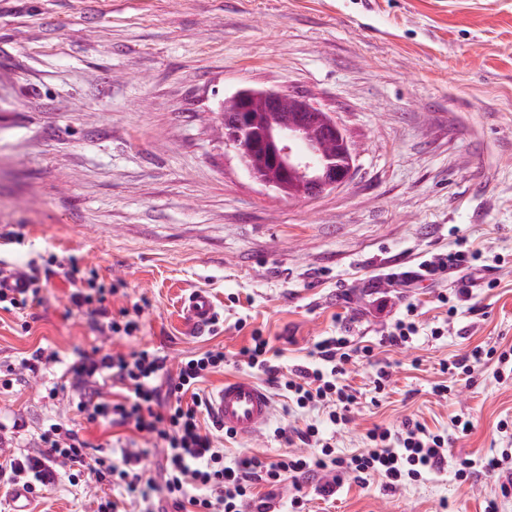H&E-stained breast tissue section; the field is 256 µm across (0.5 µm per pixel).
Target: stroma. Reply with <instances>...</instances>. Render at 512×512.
<instances>
[{
  "label": "stroma",
  "mask_w": 512,
  "mask_h": 512,
  "mask_svg": "<svg viewBox=\"0 0 512 512\" xmlns=\"http://www.w3.org/2000/svg\"><path fill=\"white\" fill-rule=\"evenodd\" d=\"M242 87L308 97L335 115L358 151L345 188L315 199H272L213 123ZM505 258L497 288L471 276L470 301L448 317L437 301L453 279L404 287L394 274L452 249L458 236ZM118 286L112 314L140 306V328L107 337L101 317L68 312L64 265ZM0 261L49 269L28 319L0 309V370L37 347L57 363L0 385V435L36 452L51 424L82 426L92 445L135 437L87 423L70 399L82 351L162 349L182 358L219 348L223 372L247 377L239 350L260 330L281 366L310 363L315 342L347 335L373 346L350 368L357 404L331 434L337 455L367 448L374 425L408 417L451 433L448 469L388 489L344 479L333 501L306 512H483L498 480L458 484L453 468L512 446V380L485 366L441 399L440 364L480 345H512V0H0ZM209 293L217 322L188 335L181 304ZM417 304L409 348L380 346L402 308ZM392 382L376 398V364ZM57 397H49L50 388ZM271 418L252 438L224 441L226 458L286 453L278 428L325 425L271 390ZM108 484L67 474L33 512H96Z\"/></svg>",
  "instance_id": "stroma-1"
}]
</instances>
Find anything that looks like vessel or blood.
Wrapping results in <instances>:
<instances>
[{
	"instance_id": "vessel-or-blood-1",
	"label": "vessel or blood",
	"mask_w": 512,
	"mask_h": 512,
	"mask_svg": "<svg viewBox=\"0 0 512 512\" xmlns=\"http://www.w3.org/2000/svg\"><path fill=\"white\" fill-rule=\"evenodd\" d=\"M185 320L191 330L204 331L212 322L214 307L207 292L197 290L184 301ZM211 419L235 435L249 438L271 415V397L252 379H228L207 399Z\"/></svg>"
}]
</instances>
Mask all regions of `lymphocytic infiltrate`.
Returning a JSON list of instances; mask_svg holds the SVG:
<instances>
[{"instance_id":"obj_1","label":"lymphocytic infiltrate","mask_w":512,"mask_h":512,"mask_svg":"<svg viewBox=\"0 0 512 512\" xmlns=\"http://www.w3.org/2000/svg\"><path fill=\"white\" fill-rule=\"evenodd\" d=\"M483 260L481 250L461 239L455 248L432 254L398 277L408 285L433 282L453 273L480 271ZM348 346L347 337H326L314 346L317 365L285 370L272 357L269 340L256 330L240 354L247 368L285 391L297 407L326 408L328 423L338 426L347 423L356 399L343 381L352 359ZM490 363L501 369L511 365L512 347H474L448 363L447 370L469 382ZM223 368L224 353L218 349L184 358L173 376L166 356L155 350L115 355L96 349L82 354L70 367L78 409L88 420H107L160 441L165 453L158 471H151L144 449L122 447L112 456H93L77 429L54 425L42 434L39 452L0 459V482H24L38 498L58 470L68 468L78 476L118 485L127 496L145 501L147 512H267L265 499L257 495L262 487L274 489L288 482L297 488L307 480L326 501L346 477L363 482L377 474L394 490L448 464V435L414 418L395 427H374L368 432L370 448L349 457L337 456L319 426L308 424L281 437L307 445L309 454L271 460L245 455L225 463L223 449L216 447L212 431L201 421L206 401L196 391L207 375ZM480 474L499 478V498L512 496V448L479 460L464 459L455 471L462 483ZM499 498L489 499L485 512H499Z\"/></svg>"}]
</instances>
